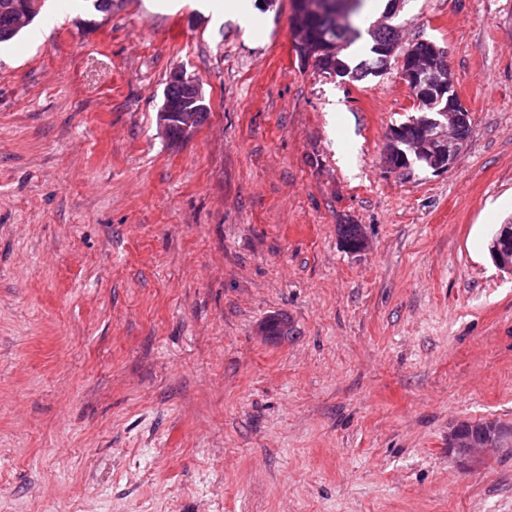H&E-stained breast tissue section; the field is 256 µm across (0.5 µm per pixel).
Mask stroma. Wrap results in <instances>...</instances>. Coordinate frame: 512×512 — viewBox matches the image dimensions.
Returning <instances> with one entry per match:
<instances>
[{
  "label": "stroma",
  "mask_w": 512,
  "mask_h": 512,
  "mask_svg": "<svg viewBox=\"0 0 512 512\" xmlns=\"http://www.w3.org/2000/svg\"><path fill=\"white\" fill-rule=\"evenodd\" d=\"M41 4L0 46V512H512V445L448 453L512 428V0H402L470 113L404 175L397 69L301 64L293 0ZM178 68L209 117L175 146ZM501 227V225H500ZM499 227V228H500ZM499 230V229H498ZM494 234L489 249L495 245L497 232ZM500 244L491 248V257L497 268L505 273L512 275V225L503 224L499 231ZM511 440L502 429H484L479 438L471 435L468 421H457L448 431V453L454 455L461 466L470 467L480 463L493 448H500Z\"/></svg>",
  "instance_id": "obj_1"
}]
</instances>
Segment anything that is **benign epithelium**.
<instances>
[{"label":"benign epithelium","mask_w":512,"mask_h":512,"mask_svg":"<svg viewBox=\"0 0 512 512\" xmlns=\"http://www.w3.org/2000/svg\"><path fill=\"white\" fill-rule=\"evenodd\" d=\"M38 0H14L4 4V11L12 20V26L20 28L28 22L37 9ZM390 16L379 18L373 26L375 52L382 62L377 74L383 75L392 63L399 66L400 77L407 86L418 115L411 117L408 125L417 128V135L406 137L399 126L389 130L387 148L383 156V168L388 173L405 174L418 164L433 172H446L455 163L463 148L461 132L470 126V112L460 102L451 69L445 63L446 52L434 43H428L429 52L419 53L415 45L402 47L400 37L384 38L380 33L390 28ZM299 60L323 66L334 76H345L344 69L333 64L339 47L331 42L308 44L304 38L292 37ZM171 83L178 86L175 97L164 96L158 111V125L168 134L170 118L180 120L183 139L191 138L196 131V113L205 112L208 106L201 86L176 71ZM500 244L491 249V257L497 268L512 275V225L504 224L499 231ZM512 436L501 429H485L480 437L471 435L467 421L453 424L448 431V453L454 455L461 466L470 467L484 458L493 448H500Z\"/></svg>","instance_id":"benign-epithelium-1"}]
</instances>
